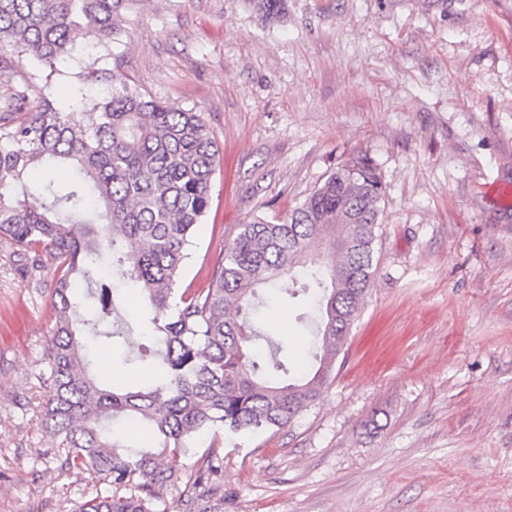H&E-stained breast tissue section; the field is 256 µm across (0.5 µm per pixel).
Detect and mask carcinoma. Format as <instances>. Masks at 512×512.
<instances>
[{"label":"carcinoma","mask_w":512,"mask_h":512,"mask_svg":"<svg viewBox=\"0 0 512 512\" xmlns=\"http://www.w3.org/2000/svg\"><path fill=\"white\" fill-rule=\"evenodd\" d=\"M135 0H0V51L37 63L25 73L5 60L0 81V240L17 256L42 250L21 267L40 281L43 260L56 267L51 289L54 332L36 377L48 390L43 428L61 475L94 470L105 487L82 496L72 512H159L164 491L219 483L224 457L196 451L205 431L219 435L279 429L313 403L331 376L375 280L382 181L367 156L336 166L324 183L278 220L239 225L202 288H178L194 227L210 204L216 141L199 112L172 109L99 66ZM87 43L78 48L74 34ZM78 83L66 112L52 90L57 63ZM69 170L32 191L38 167ZM84 224V234L72 232ZM322 251L316 267L307 256ZM146 312L138 318L150 345L133 335L101 273L105 254ZM304 274L317 290V347L288 359V348L255 322L264 287ZM96 301L76 316L78 294ZM119 345L127 364L153 374L108 389L91 370L82 336ZM145 427L146 440L125 446L112 423Z\"/></svg>","instance_id":"obj_1"}]
</instances>
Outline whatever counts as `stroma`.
Here are the masks:
<instances>
[{"label": "stroma", "mask_w": 512, "mask_h": 512, "mask_svg": "<svg viewBox=\"0 0 512 512\" xmlns=\"http://www.w3.org/2000/svg\"><path fill=\"white\" fill-rule=\"evenodd\" d=\"M139 0L112 41L130 84L202 113L219 147L181 286L239 225L280 218L358 154L383 183L374 286L318 399L283 428L201 434L224 458L209 512H512V0ZM54 268L0 242V512H66L104 485L61 477L35 375ZM305 297L265 330L303 359Z\"/></svg>", "instance_id": "35a3bbf8"}]
</instances>
